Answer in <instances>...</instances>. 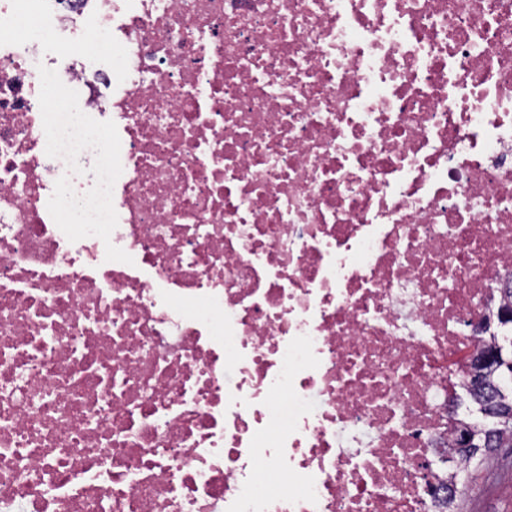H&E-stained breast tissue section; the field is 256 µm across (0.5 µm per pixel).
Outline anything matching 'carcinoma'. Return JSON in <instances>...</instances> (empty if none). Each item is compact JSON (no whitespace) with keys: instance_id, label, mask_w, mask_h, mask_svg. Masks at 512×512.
Here are the masks:
<instances>
[{"instance_id":"1","label":"carcinoma","mask_w":512,"mask_h":512,"mask_svg":"<svg viewBox=\"0 0 512 512\" xmlns=\"http://www.w3.org/2000/svg\"><path fill=\"white\" fill-rule=\"evenodd\" d=\"M460 385L467 388V395L475 412L491 408L496 418L481 425L473 419L459 420L460 426L453 428L454 444L458 445L452 457L448 458V470L452 471L455 484H466L469 470L488 459L499 448H512V429L504 430L499 422L512 420V380L500 376L496 369L480 373L474 379L464 373ZM467 431L479 446L464 449L459 446L460 433Z\"/></svg>"}]
</instances>
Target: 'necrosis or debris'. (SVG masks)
<instances>
[{
	"instance_id": "4bbe7bcc",
	"label": "necrosis or debris",
	"mask_w": 512,
	"mask_h": 512,
	"mask_svg": "<svg viewBox=\"0 0 512 512\" xmlns=\"http://www.w3.org/2000/svg\"><path fill=\"white\" fill-rule=\"evenodd\" d=\"M507 269L512 0H0V512H436Z\"/></svg>"
}]
</instances>
